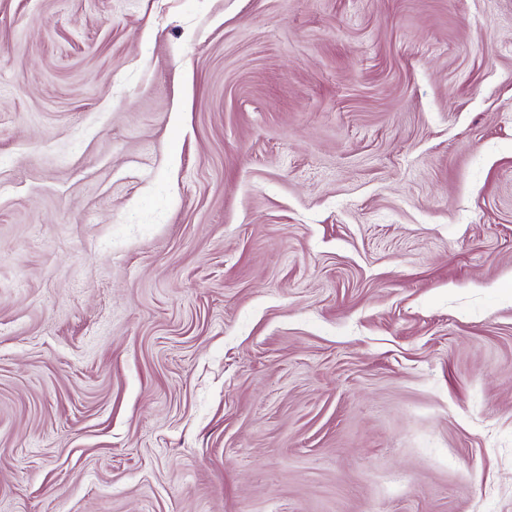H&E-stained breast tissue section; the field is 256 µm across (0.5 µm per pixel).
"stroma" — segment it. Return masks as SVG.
Returning <instances> with one entry per match:
<instances>
[{
	"mask_svg": "<svg viewBox=\"0 0 512 512\" xmlns=\"http://www.w3.org/2000/svg\"><path fill=\"white\" fill-rule=\"evenodd\" d=\"M0 512H512V0H0Z\"/></svg>",
	"mask_w": 512,
	"mask_h": 512,
	"instance_id": "35a3bbf8",
	"label": "stroma"
}]
</instances>
